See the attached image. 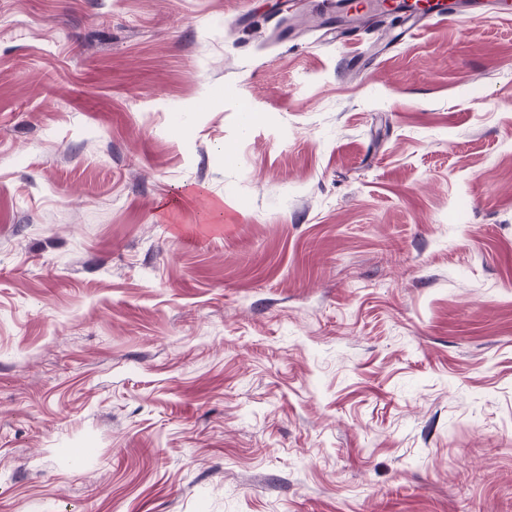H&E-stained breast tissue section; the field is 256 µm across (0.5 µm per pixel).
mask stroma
Wrapping results in <instances>:
<instances>
[{"instance_id": "obj_1", "label": "stroma", "mask_w": 512, "mask_h": 512, "mask_svg": "<svg viewBox=\"0 0 512 512\" xmlns=\"http://www.w3.org/2000/svg\"><path fill=\"white\" fill-rule=\"evenodd\" d=\"M295 14L0 0V512H512V15Z\"/></svg>"}]
</instances>
